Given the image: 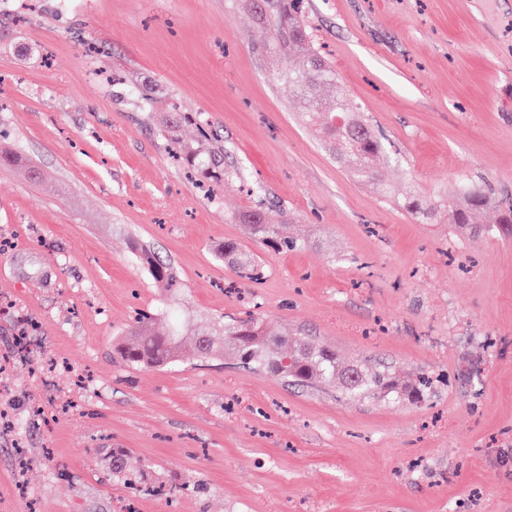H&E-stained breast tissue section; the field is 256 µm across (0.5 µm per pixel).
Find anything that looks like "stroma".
<instances>
[{"label": "stroma", "instance_id": "1", "mask_svg": "<svg viewBox=\"0 0 512 512\" xmlns=\"http://www.w3.org/2000/svg\"><path fill=\"white\" fill-rule=\"evenodd\" d=\"M314 45L387 147L359 180L303 123L251 0H0V512H512V239L411 198L512 197V0H306ZM237 174L197 185L164 128ZM262 199L299 240L258 248ZM173 267L165 290L132 252ZM255 252V282L224 261ZM267 334L432 377L348 397L232 352L128 367L136 311ZM37 331L26 347L17 336ZM125 449L149 478L113 482ZM238 220L243 224H249L255 241L262 247L278 249H293L300 246L297 241H289L280 237L278 226L268 224L262 203L257 201L253 207L243 210L238 215Z\"/></svg>", "mask_w": 512, "mask_h": 512}]
</instances>
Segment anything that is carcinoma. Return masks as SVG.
I'll return each instance as SVG.
<instances>
[{
	"instance_id": "obj_1",
	"label": "carcinoma",
	"mask_w": 512,
	"mask_h": 512,
	"mask_svg": "<svg viewBox=\"0 0 512 512\" xmlns=\"http://www.w3.org/2000/svg\"><path fill=\"white\" fill-rule=\"evenodd\" d=\"M256 19L267 30L263 50L272 52L281 64L275 80L287 91L321 87L337 100V106L327 113L319 111L318 103L306 102L302 110L304 119L322 124L336 157L348 163L356 176L374 175V162L386 153V149L369 133L355 130L359 120L350 111L345 93L337 85L335 73L312 46L304 0H270L267 10L256 13ZM299 55L306 61L301 71L293 66L295 57ZM465 199L462 206L450 202L437 208L413 199L408 202V209L428 218L441 219L450 227L466 233H487L500 238L512 236V198L497 199L484 187L472 185L467 188ZM489 211L495 212L492 224L483 222ZM238 220L250 226L255 241L263 248L288 250L300 246L296 241L280 237L278 226L267 222L259 201L239 213ZM132 249L155 281L169 287L177 285V275L171 266L157 261L136 241L132 243ZM224 257L233 260L248 278H260L262 267L251 252L235 243H227L224 245ZM187 339L192 340L195 354L200 359H210L225 348L231 349L267 373H277L301 383H336L354 396L385 397L404 392L411 398L420 399L424 397L423 389L431 385L430 379L424 378L402 387L395 374L362 367L358 369V377L348 382L344 379L347 366L338 361L335 353L305 343L290 345L286 340H273L265 334L262 318L254 315L224 326V346L221 347L214 344L208 332L191 328L185 318L174 321L168 330L161 332L154 328L153 314L140 312L126 336L115 345V352L127 366H166L179 361ZM112 478L134 485L144 479V472L132 470L127 451L116 449L112 452Z\"/></svg>"
}]
</instances>
